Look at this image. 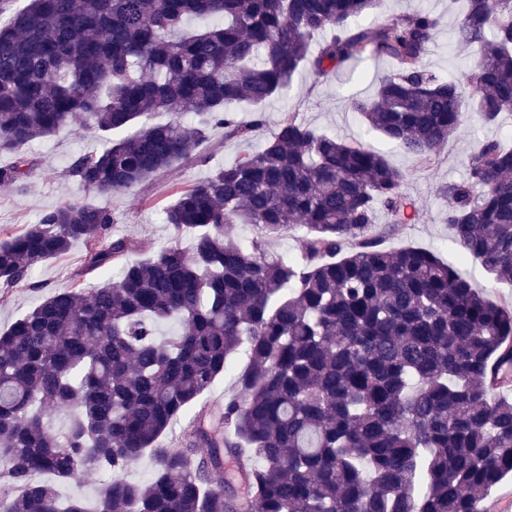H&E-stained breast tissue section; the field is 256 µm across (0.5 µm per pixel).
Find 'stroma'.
Masks as SVG:
<instances>
[{
    "mask_svg": "<svg viewBox=\"0 0 512 512\" xmlns=\"http://www.w3.org/2000/svg\"><path fill=\"white\" fill-rule=\"evenodd\" d=\"M429 9L446 18L436 34L427 62L441 75L463 76L472 63L470 53L457 48L458 16L448 10V0H390L389 10L403 14L417 9ZM392 68L389 61L365 59L353 68L327 76H317L310 68L300 69L290 85L262 105L247 102L231 104L230 109L244 122L261 119V127L249 142L225 138L222 129H215L207 143L204 159L180 164L130 191H117L105 196L90 195L66 173L71 158L83 150L99 145L98 134L91 129H65L53 137L38 139L27 145V154L37 158L41 167L25 192L0 186V229L21 231L36 223L45 210L65 201L89 200L107 208L115 218L114 234L137 241L144 255L179 242L191 248V235L177 233L164 222V210L171 205L179 189L206 176L219 164L232 163L245 148H260L287 113L321 128L341 139L365 138L378 147L388 161L405 175V189L415 200L420 220L406 224L392 235L385 236V247L397 249L413 246L434 252L444 261L462 263L461 251L453 242L443 221L447 201L438 194V183L461 180L467 175L468 157L477 139L512 138V122L499 126L481 125L476 114H469L459 133L441 148L438 159L429 166L418 163L393 144L366 133V126L348 102L353 96L374 94L380 79ZM85 248L75 244L64 257L39 264L27 284L12 289L0 298V328H7L27 313L51 291L71 286L73 275L80 266ZM474 285L496 302L512 301V286L489 283L478 264L462 263Z\"/></svg>",
    "mask_w": 512,
    "mask_h": 512,
    "instance_id": "1",
    "label": "stroma"
}]
</instances>
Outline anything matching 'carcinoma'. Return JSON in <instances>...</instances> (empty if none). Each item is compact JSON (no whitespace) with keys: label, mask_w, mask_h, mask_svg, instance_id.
Returning a JSON list of instances; mask_svg holds the SVG:
<instances>
[{"label":"carcinoma","mask_w":512,"mask_h":512,"mask_svg":"<svg viewBox=\"0 0 512 512\" xmlns=\"http://www.w3.org/2000/svg\"><path fill=\"white\" fill-rule=\"evenodd\" d=\"M385 0H29L0 20V185L24 190L29 142L79 125L101 151L67 173L87 192L132 190L200 153L213 128L251 139L226 105L261 104L309 66L335 73L389 59L376 92L351 100L368 128L423 164L477 113L512 112V0H466L462 78L424 57L444 17L383 15ZM376 15L368 26L354 21ZM189 17L214 23L192 33ZM330 36L310 46L315 36ZM194 115V122L183 120ZM405 175L373 146L286 115L258 150L181 189L165 223L191 232L148 259L112 235V213L69 201L0 240V294L81 242V282L0 332V512H89L51 474L109 479L95 512H484L512 472V303H496L433 252L374 233L417 213ZM463 255L512 283V148L480 140L468 175L437 187ZM229 224L260 236L224 243ZM303 225L299 260L268 239ZM161 322L177 324L156 335ZM245 347L217 410L161 439ZM68 417L57 435L53 416ZM204 456H198L200 446ZM150 476L124 472L143 458Z\"/></svg>","instance_id":"carcinoma-1"}]
</instances>
